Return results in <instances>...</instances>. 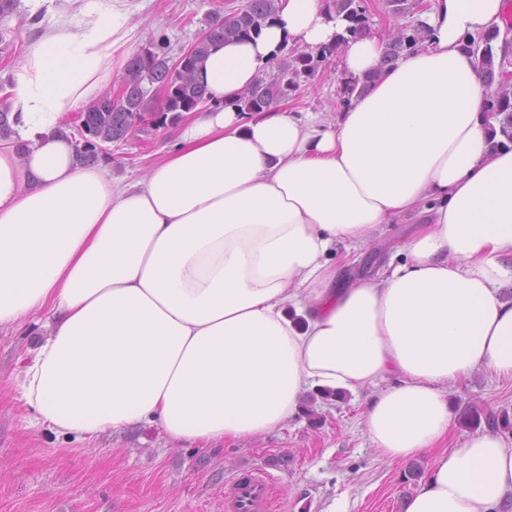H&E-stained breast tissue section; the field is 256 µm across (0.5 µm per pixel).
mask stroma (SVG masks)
Wrapping results in <instances>:
<instances>
[{"mask_svg":"<svg viewBox=\"0 0 512 512\" xmlns=\"http://www.w3.org/2000/svg\"><path fill=\"white\" fill-rule=\"evenodd\" d=\"M215 0H145L139 14L143 42L166 36L172 53L192 44L206 27ZM24 0L0 23L8 45L0 73H13L36 29ZM338 60L301 82L285 101L298 112H332L341 92ZM171 133L138 134L112 150V173L126 181L143 176L171 150ZM415 222L382 225L371 247L348 257L356 277L377 275L406 260L404 245ZM34 323L0 330V512H224V484L243 470L266 469L283 495L278 512H403L415 489L409 465L430 471L435 451L415 462L389 459L364 431V395L314 398L287 427L211 448L171 443L155 426L104 434L90 446L32 422L19 399L24 360L35 340ZM455 413L466 407L512 415V376L482 371L452 389Z\"/></svg>","mask_w":512,"mask_h":512,"instance_id":"stroma-1","label":"stroma"}]
</instances>
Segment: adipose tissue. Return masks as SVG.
Instances as JSON below:
<instances>
[{
  "label": "adipose tissue",
  "mask_w": 512,
  "mask_h": 512,
  "mask_svg": "<svg viewBox=\"0 0 512 512\" xmlns=\"http://www.w3.org/2000/svg\"><path fill=\"white\" fill-rule=\"evenodd\" d=\"M26 3L41 22L5 89L0 328L46 317L22 368L35 423L87 441L154 425L205 448L283 426L309 391L365 392L369 439L407 460L447 438L457 382L512 374V145L467 48L504 33L505 0H427L423 43L388 67L383 32L349 40L340 69L367 87L332 124L236 106L274 56L347 27L329 0H275L258 36L211 46L207 102L127 183L76 166L62 132L133 54L139 0ZM412 217L405 262L340 279L336 244ZM511 505L512 442L486 429L439 451L404 512Z\"/></svg>",
  "instance_id": "adipose-tissue-1"
}]
</instances>
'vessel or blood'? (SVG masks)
Masks as SVG:
<instances>
[{
	"label": "vessel or blood",
	"instance_id": "vessel-or-blood-1",
	"mask_svg": "<svg viewBox=\"0 0 512 512\" xmlns=\"http://www.w3.org/2000/svg\"><path fill=\"white\" fill-rule=\"evenodd\" d=\"M277 479L263 469H248L224 484L225 512H273Z\"/></svg>",
	"mask_w": 512,
	"mask_h": 512
}]
</instances>
